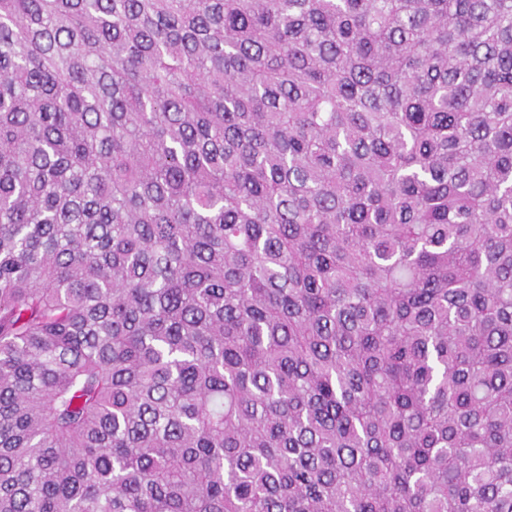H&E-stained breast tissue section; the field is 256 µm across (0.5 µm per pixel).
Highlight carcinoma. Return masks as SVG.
<instances>
[{
    "instance_id": "obj_1",
    "label": "carcinoma",
    "mask_w": 512,
    "mask_h": 512,
    "mask_svg": "<svg viewBox=\"0 0 512 512\" xmlns=\"http://www.w3.org/2000/svg\"><path fill=\"white\" fill-rule=\"evenodd\" d=\"M0 512H512V0H0Z\"/></svg>"
}]
</instances>
